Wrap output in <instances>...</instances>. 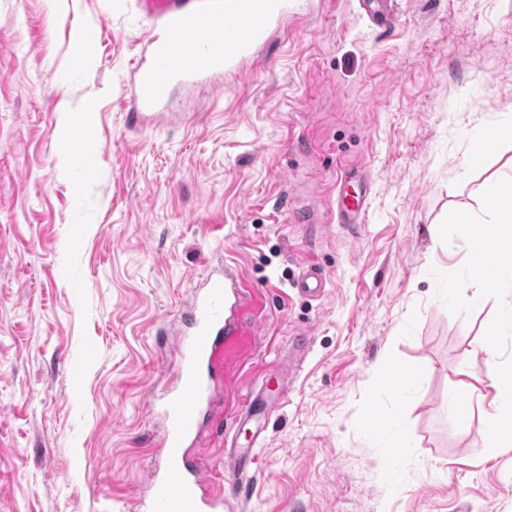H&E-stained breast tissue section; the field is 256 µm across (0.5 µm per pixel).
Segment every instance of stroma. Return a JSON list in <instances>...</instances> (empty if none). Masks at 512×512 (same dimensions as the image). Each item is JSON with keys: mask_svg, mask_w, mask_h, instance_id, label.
I'll use <instances>...</instances> for the list:
<instances>
[{"mask_svg": "<svg viewBox=\"0 0 512 512\" xmlns=\"http://www.w3.org/2000/svg\"><path fill=\"white\" fill-rule=\"evenodd\" d=\"M288 0L222 81L173 86L172 120L127 114L155 20L136 0H0V512H134L168 381L164 332L213 265L267 311L254 372L220 398L194 453L244 512H512V448L488 445L489 334L512 360V286L457 305L471 241L512 188V0ZM504 135L482 149L479 133ZM475 164H468L469 156ZM365 170L364 224L329 209ZM314 205L317 224L296 222ZM327 275L318 300L291 283ZM309 344L262 438L241 397ZM416 376L395 393L382 364ZM396 421L371 430L369 414ZM469 427H462L461 417ZM413 447L396 453L399 435ZM256 447L247 488L225 438ZM393 0H360L359 8L363 17L378 30H389L395 25L397 15L392 10Z\"/></svg>", "mask_w": 512, "mask_h": 512, "instance_id": "35a3bbf8", "label": "stroma"}]
</instances>
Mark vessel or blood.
<instances>
[{"instance_id": "vessel-or-blood-1", "label": "vessel or blood", "mask_w": 512, "mask_h": 512, "mask_svg": "<svg viewBox=\"0 0 512 512\" xmlns=\"http://www.w3.org/2000/svg\"><path fill=\"white\" fill-rule=\"evenodd\" d=\"M137 4L163 29L151 40L149 59L138 65L132 90L130 116L142 127L164 119L173 84L222 78L225 68L262 36L285 0H234L229 8L223 0H137ZM359 8L375 29L386 31L395 24L392 0H359ZM365 213L364 194L350 193L347 182H339L338 223H363ZM293 287L301 295L318 297L326 290V278L317 266L307 264ZM258 308L232 268H209L193 285L187 305L170 328L177 361L171 385L153 404L161 435L148 491L137 504L139 512H235V504L209 482L192 449L201 420L214 405L216 383L224 371V341L250 335L245 318ZM257 468L253 449L234 451L235 479L245 481Z\"/></svg>"}]
</instances>
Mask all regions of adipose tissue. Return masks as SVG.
<instances>
[{
	"instance_id": "ef3b65f1",
	"label": "adipose tissue",
	"mask_w": 512,
	"mask_h": 512,
	"mask_svg": "<svg viewBox=\"0 0 512 512\" xmlns=\"http://www.w3.org/2000/svg\"><path fill=\"white\" fill-rule=\"evenodd\" d=\"M489 205L498 221L475 229L462 224L458 215H449L452 224H461L463 232L473 241V257L477 262L483 257H491L489 267H474L469 288L457 292L461 302H468L497 288L504 281L512 280V192L496 190L489 193ZM489 386L494 392V413L488 414L486 427L489 441L494 448L512 447V426L504 424L503 414L512 415V361L491 362L487 374Z\"/></svg>"
}]
</instances>
